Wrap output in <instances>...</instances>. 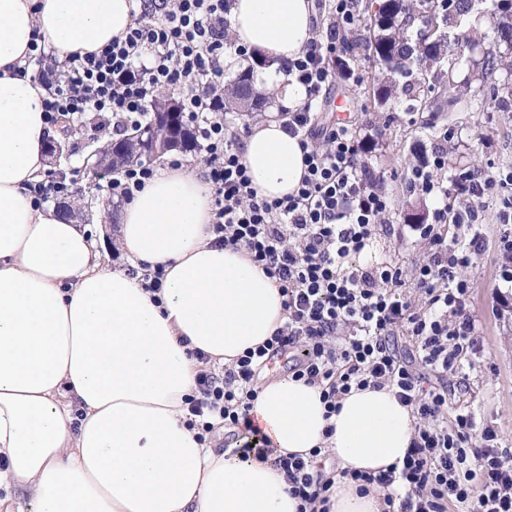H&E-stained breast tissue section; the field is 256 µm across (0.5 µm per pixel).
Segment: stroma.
I'll return each mask as SVG.
<instances>
[{
    "label": "stroma",
    "instance_id": "35a3bbf8",
    "mask_svg": "<svg viewBox=\"0 0 512 512\" xmlns=\"http://www.w3.org/2000/svg\"><path fill=\"white\" fill-rule=\"evenodd\" d=\"M352 68L362 79L352 83L337 80L325 111L329 119L355 125L368 144L359 157L376 186L391 202L387 217L389 229L376 237L369 260L392 257L412 265L424 256V244L407 225L410 209L432 210L433 201L409 193L406 181L411 167L422 153L431 152L444 127H452L453 139L447 143L448 170H490L512 167V114L498 111L489 93L477 96L467 112L451 113L447 124L427 127V113L413 111L403 99H390L383 109H375L372 84L378 70L365 48L355 49ZM84 154L63 162L73 172L76 189L73 199L91 203L92 209L81 221L95 238L113 242L120 234L103 210L106 190L89 188L84 170ZM484 248L467 270L469 291L466 308L477 326L475 352L452 380L448 395L449 410L473 411L480 426H493L500 444L512 448V283L502 280L499 245L512 237V224L487 221L481 228ZM472 433L473 445H480L481 433Z\"/></svg>",
    "mask_w": 512,
    "mask_h": 512
}]
</instances>
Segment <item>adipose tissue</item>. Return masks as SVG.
<instances>
[{
	"label": "adipose tissue",
	"instance_id": "ef3b65f1",
	"mask_svg": "<svg viewBox=\"0 0 512 512\" xmlns=\"http://www.w3.org/2000/svg\"><path fill=\"white\" fill-rule=\"evenodd\" d=\"M314 0H233L235 41L281 64L313 38ZM138 17L134 0H0V512H297L271 462L216 453L186 427L201 368L231 365L286 320L277 283L219 247L201 168L158 170L122 209L129 266L165 268L158 293L108 269L101 244L36 205L47 92L23 65L32 39L58 60L97 52ZM243 162L259 197L294 193L303 153L279 121L255 124ZM248 414L280 454L319 448L338 469L402 462L411 407L392 388L352 389L326 416L318 387L258 382ZM330 512H381L378 491L339 478Z\"/></svg>",
	"mask_w": 512,
	"mask_h": 512
}]
</instances>
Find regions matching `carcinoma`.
Returning a JSON list of instances; mask_svg holds the SVG:
<instances>
[{"label": "carcinoma", "instance_id": "carcinoma-1", "mask_svg": "<svg viewBox=\"0 0 512 512\" xmlns=\"http://www.w3.org/2000/svg\"><path fill=\"white\" fill-rule=\"evenodd\" d=\"M369 36L363 38L384 75L374 90L383 108L398 92L411 96L413 107L427 108L433 116L469 109L462 101L472 89L471 77L455 80L459 65L478 72L480 86H488L499 110L512 112V90L500 94L492 82L498 71L512 76V0H366ZM488 31H480L482 24ZM437 91L433 100L422 89ZM269 98L254 91L250 72L238 74L224 85V109L258 112ZM117 159L113 172L129 163L152 161L140 142L128 138L106 141Z\"/></svg>", "mask_w": 512, "mask_h": 512}]
</instances>
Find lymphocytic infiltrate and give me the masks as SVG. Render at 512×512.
Returning <instances> with one entry per match:
<instances>
[{
    "label": "lymphocytic infiltrate",
    "mask_w": 512,
    "mask_h": 512,
    "mask_svg": "<svg viewBox=\"0 0 512 512\" xmlns=\"http://www.w3.org/2000/svg\"><path fill=\"white\" fill-rule=\"evenodd\" d=\"M141 21L100 52L52 62L33 45L27 60L48 92L47 121L86 113L108 116L113 129L143 119L154 93L178 87L204 154L212 190V231L218 244L242 248L278 283L286 320L265 342L237 357L223 374L205 367L186 397L188 427L206 439L219 416L233 454L272 461L284 473L299 512H328L335 482L309 456L276 453L249 417L260 372L290 351L296 380L319 387L326 415L341 409L351 389L394 387L417 419L401 464L350 471L359 491H382L383 512H512V448L500 447L492 427L473 446L471 413L446 417L447 377L472 355L476 324L466 311L465 272L483 248V200H499L496 223L512 224V170L465 171L445 181L448 152L437 147L414 167L410 191L432 198L431 221L416 225L425 244L412 269L389 258L360 264L390 210L388 197L359 162L362 145L349 124L324 122L321 106L338 73L335 61L359 20L356 0H317L324 38L283 67L305 89L301 105L280 114L283 129L299 141L305 172L296 192L259 197L242 162V143L224 113V54L245 55L229 30L232 0H139ZM453 224L451 235L442 226ZM410 337L411 358L399 357L394 336ZM443 382L427 385L425 371Z\"/></svg>",
    "instance_id": "obj_1"
}]
</instances>
